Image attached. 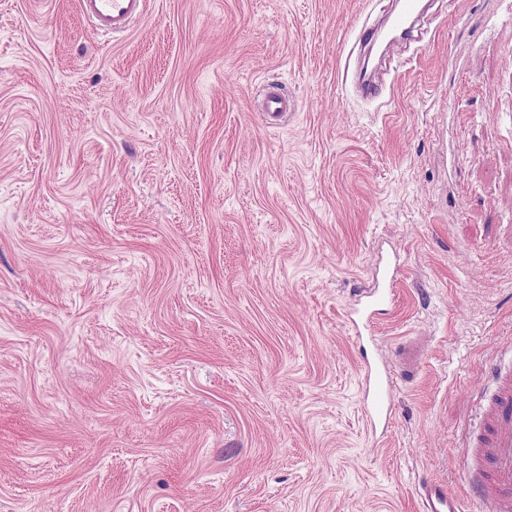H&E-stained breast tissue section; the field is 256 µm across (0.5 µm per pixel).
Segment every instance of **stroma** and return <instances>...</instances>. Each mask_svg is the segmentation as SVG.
Instances as JSON below:
<instances>
[{
    "label": "stroma",
    "mask_w": 512,
    "mask_h": 512,
    "mask_svg": "<svg viewBox=\"0 0 512 512\" xmlns=\"http://www.w3.org/2000/svg\"><path fill=\"white\" fill-rule=\"evenodd\" d=\"M395 7L149 0L109 40L78 0H0V512L464 494L490 370H512V0H426L368 100ZM387 262L396 303L358 333ZM293 110V101L287 94L275 89H268L264 92L259 112L287 113ZM365 371L368 379L364 390L365 408L373 418L381 415L385 409L389 408L393 392L388 381H378L377 370L370 363L366 364Z\"/></svg>",
    "instance_id": "35a3bbf8"
}]
</instances>
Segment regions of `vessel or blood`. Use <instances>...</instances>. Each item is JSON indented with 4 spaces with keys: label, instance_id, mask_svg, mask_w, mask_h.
<instances>
[{
    "label": "vessel or blood",
    "instance_id": "vessel-or-blood-1",
    "mask_svg": "<svg viewBox=\"0 0 512 512\" xmlns=\"http://www.w3.org/2000/svg\"><path fill=\"white\" fill-rule=\"evenodd\" d=\"M84 17L105 35L127 33L143 18L146 0H79ZM261 109L287 113L294 104L287 94L266 90ZM397 275L384 267L374 287L363 289L360 309L352 319L370 322L374 312L391 308L397 296ZM368 382L364 390L365 408L376 417L392 400L389 382L380 381L376 368L366 366ZM480 429L474 433L462 459L467 483L481 503V512H512V375L493 372L492 389L479 407ZM419 512H464L460 498L438 481L420 482L416 489Z\"/></svg>",
    "mask_w": 512,
    "mask_h": 512
}]
</instances>
